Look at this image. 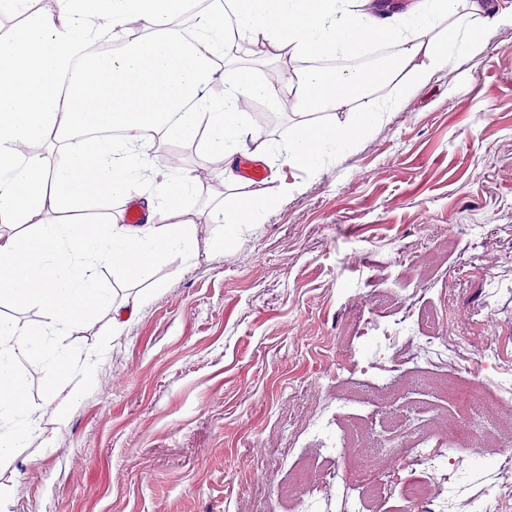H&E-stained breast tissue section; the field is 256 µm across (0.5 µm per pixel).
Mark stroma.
<instances>
[{
	"label": "stroma",
	"instance_id": "1",
	"mask_svg": "<svg viewBox=\"0 0 512 512\" xmlns=\"http://www.w3.org/2000/svg\"><path fill=\"white\" fill-rule=\"evenodd\" d=\"M296 121L275 112L266 177L239 189L182 146L207 182L168 221L191 218L196 254L169 256L146 282L105 271L116 299L143 305L73 336L90 369L20 360L41 412L26 447L0 463V512H289L292 471L322 460L304 425L347 426L341 395L358 398L371 438L347 449L321 512H343L381 474L394 492L374 512H421L403 497L417 472L395 430L440 429L456 409L428 369L399 356L414 345L401 316L426 310L444 324L437 370L486 386L512 373V25L488 30L476 54L318 174L278 159ZM283 181L296 192L225 250L214 206ZM377 328L394 349L378 350ZM349 351L353 372L340 364ZM466 415L476 452L454 475L453 512H469L473 495L512 512L494 490L512 442L482 447L491 416L477 402Z\"/></svg>",
	"mask_w": 512,
	"mask_h": 512
}]
</instances>
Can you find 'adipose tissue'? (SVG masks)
Returning <instances> with one entry per match:
<instances>
[{"mask_svg":"<svg viewBox=\"0 0 512 512\" xmlns=\"http://www.w3.org/2000/svg\"><path fill=\"white\" fill-rule=\"evenodd\" d=\"M369 2L57 0L56 11L41 12L33 0H9L21 22L0 37V223L21 231L0 237V304H28L43 320L0 315V419L9 422L0 430V461L25 447L38 415L26 399L20 358L37 355L68 372L80 350L58 344V337L74 335L95 310L115 305L104 269L146 279L170 255L193 253L191 221L157 220L194 194L188 169H169L146 200L147 223L89 216L103 200L130 197L152 180L155 139L197 144L223 161L232 182L235 157L262 136L245 102L272 109L288 102L300 120L282 147V163L319 172L386 112L401 108L415 86L451 60L473 55L481 34L508 17L489 0H389L376 9ZM133 23L142 34L124 41ZM235 40L278 49L277 80L227 58ZM389 40L397 53L369 73L293 65L300 58H355ZM103 42L116 43V50L95 56ZM219 70L224 92L215 96L209 87ZM387 84L398 97L377 95ZM320 111L332 119L312 121ZM93 127L123 135L87 136ZM32 143L59 147L60 160L23 153ZM293 190L283 183L222 206L226 245L237 246L235 227L258 223ZM47 208L63 213V221H39Z\"/></svg>","mask_w":512,"mask_h":512,"instance_id":"1","label":"adipose tissue"}]
</instances>
